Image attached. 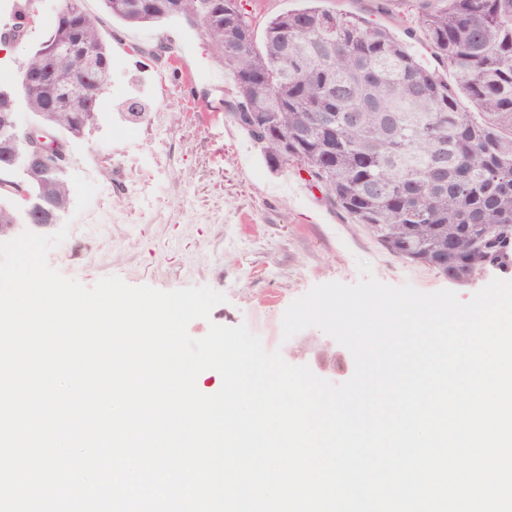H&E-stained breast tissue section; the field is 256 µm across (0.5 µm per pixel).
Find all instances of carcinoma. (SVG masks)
<instances>
[{
	"instance_id": "cac0c4a2",
	"label": "carcinoma",
	"mask_w": 512,
	"mask_h": 512,
	"mask_svg": "<svg viewBox=\"0 0 512 512\" xmlns=\"http://www.w3.org/2000/svg\"><path fill=\"white\" fill-rule=\"evenodd\" d=\"M105 12L128 26H157L182 17L201 28L233 84L228 113L262 112L269 124L240 127L275 170L286 162L308 171L330 205L364 225L395 256L459 280L496 259L495 240L512 228V0H420L414 24L431 54L451 70L424 64L388 28L318 5L287 10L265 26L262 39L224 56V26L207 19L206 0H101ZM80 32L97 63L79 55L54 58L50 49ZM49 72L36 81L0 87V113L21 96L44 123L74 138L97 119L112 59L97 20L83 0H61L48 38L28 59ZM83 81L89 97L82 111L59 100L55 72ZM466 95L476 111L460 104ZM356 113L348 124L344 115ZM299 143L281 155L282 140ZM24 191L41 204L27 214L0 202V238L13 226L55 224L70 202L60 174L37 173ZM422 238L455 242L448 252L412 254L407 225Z\"/></svg>"
}]
</instances>
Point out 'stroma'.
Masks as SVG:
<instances>
[{
	"label": "stroma",
	"instance_id": "obj_1",
	"mask_svg": "<svg viewBox=\"0 0 512 512\" xmlns=\"http://www.w3.org/2000/svg\"><path fill=\"white\" fill-rule=\"evenodd\" d=\"M59 4L34 0L35 21L9 47L1 84L15 85L20 63L46 40ZM376 4L328 0L329 7L359 13L425 52L421 34L406 32L410 0H388L382 10ZM84 8L98 21L112 65L95 125L68 147L67 175H83L99 191L49 255L63 275L89 287L108 275L164 291L211 286L227 301L210 320L190 323L192 337H203L212 322H244L267 350L316 374L328 335L308 328L284 338L283 314L315 285L358 282V261L383 283L407 282L425 292L449 288L464 302L495 279L488 271L454 284L404 261L332 207L297 165L271 169L246 131L228 119L229 79L196 27L181 19L130 27L107 16L101 0H84ZM133 101L145 114L136 123L128 118Z\"/></svg>",
	"mask_w": 512,
	"mask_h": 512
}]
</instances>
